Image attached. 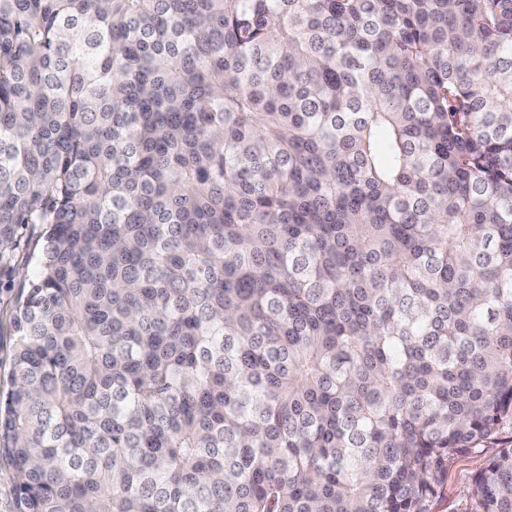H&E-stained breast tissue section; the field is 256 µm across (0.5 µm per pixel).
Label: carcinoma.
I'll return each instance as SVG.
<instances>
[{
	"instance_id": "carcinoma-1",
	"label": "carcinoma",
	"mask_w": 512,
	"mask_h": 512,
	"mask_svg": "<svg viewBox=\"0 0 512 512\" xmlns=\"http://www.w3.org/2000/svg\"><path fill=\"white\" fill-rule=\"evenodd\" d=\"M16 512H512V0H0ZM497 447L488 443L470 452L455 456L448 464L447 474L436 487L431 502V512H463L467 503V492L474 475L496 452Z\"/></svg>"
}]
</instances>
